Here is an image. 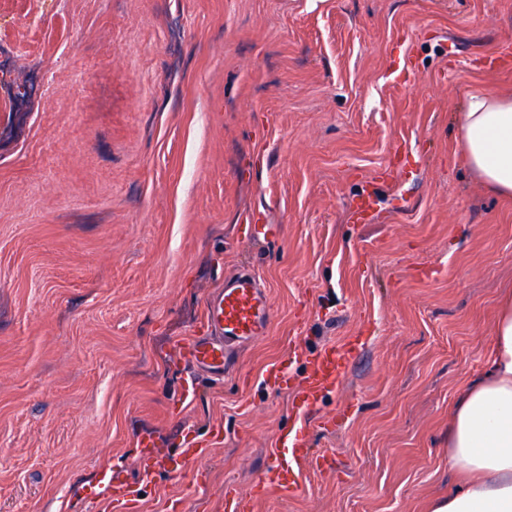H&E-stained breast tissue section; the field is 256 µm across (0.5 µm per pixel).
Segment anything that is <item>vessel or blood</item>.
<instances>
[{
  "instance_id": "1",
  "label": "vessel or blood",
  "mask_w": 512,
  "mask_h": 512,
  "mask_svg": "<svg viewBox=\"0 0 512 512\" xmlns=\"http://www.w3.org/2000/svg\"><path fill=\"white\" fill-rule=\"evenodd\" d=\"M251 237L264 244L275 239L280 228L264 223L261 213L246 215ZM271 303L265 287L254 271L244 268L226 278L203 305L205 329L186 346L185 359L197 371L220 376L232 365L234 355L244 343L265 335L270 325ZM350 361L336 344L322 347L309 361L296 392L293 411L300 426H307L325 398L348 371ZM137 480H130L119 467L100 471L90 486V496L108 504L111 512H127L129 505L142 499L158 478L178 479L183 471L206 456L201 441L186 439L175 450L156 448L152 433H140L137 440ZM273 464L257 484L259 494L271 490L290 491L302 482L314 459L305 434L277 440L268 450Z\"/></svg>"
}]
</instances>
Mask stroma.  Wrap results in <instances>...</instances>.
I'll list each match as a JSON object with an SVG mask.
<instances>
[{"label": "stroma", "mask_w": 512, "mask_h": 512, "mask_svg": "<svg viewBox=\"0 0 512 512\" xmlns=\"http://www.w3.org/2000/svg\"><path fill=\"white\" fill-rule=\"evenodd\" d=\"M512 0H0V512H109L136 435L207 444L139 512H221L292 418L263 370L348 345L319 469L250 512H432L448 432L512 293V198L457 146L512 93ZM371 221L351 204L384 168ZM281 227L266 246L242 216ZM253 266L268 333L181 405L180 344Z\"/></svg>", "instance_id": "stroma-1"}]
</instances>
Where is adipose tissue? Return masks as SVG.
<instances>
[{
  "label": "adipose tissue",
  "mask_w": 512,
  "mask_h": 512,
  "mask_svg": "<svg viewBox=\"0 0 512 512\" xmlns=\"http://www.w3.org/2000/svg\"><path fill=\"white\" fill-rule=\"evenodd\" d=\"M457 129L458 143L485 185L512 195V96L467 93ZM448 464L469 481L434 512H512V298L501 304L484 373L456 405Z\"/></svg>",
  "instance_id": "ef3b65f1"
}]
</instances>
